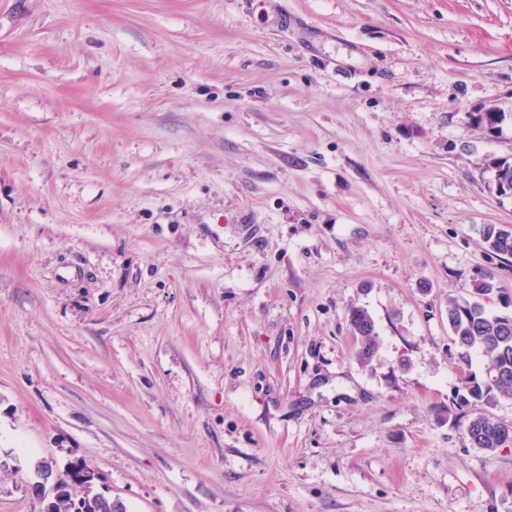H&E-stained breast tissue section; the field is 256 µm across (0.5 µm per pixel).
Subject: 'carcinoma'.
Returning a JSON list of instances; mask_svg holds the SVG:
<instances>
[{"mask_svg": "<svg viewBox=\"0 0 512 512\" xmlns=\"http://www.w3.org/2000/svg\"><path fill=\"white\" fill-rule=\"evenodd\" d=\"M486 168L502 177L503 183L512 182V159L490 158ZM479 233L487 250L512 257V231L496 224H484ZM504 305L505 310L490 312L479 301L448 298V331L458 349L460 372L455 401L462 408H471L466 422L467 436L474 447L489 455L512 438V426L496 420L491 413L500 399L512 397V300ZM349 324L357 343L355 358L367 366L378 351L374 320L368 311L353 308L349 312ZM475 355L485 361L480 375L471 370ZM78 500L85 506V512H117L112 499L95 492L92 485L69 482L52 501L50 509L41 512H72Z\"/></svg>", "mask_w": 512, "mask_h": 512, "instance_id": "1", "label": "carcinoma"}]
</instances>
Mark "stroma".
I'll return each instance as SVG.
<instances>
[{
	"instance_id": "35a3bbf8",
	"label": "stroma",
	"mask_w": 512,
	"mask_h": 512,
	"mask_svg": "<svg viewBox=\"0 0 512 512\" xmlns=\"http://www.w3.org/2000/svg\"><path fill=\"white\" fill-rule=\"evenodd\" d=\"M510 156L512 0H0V512L39 460L124 512H512L447 315L512 298ZM479 233L487 250L499 256L512 257V231L496 224H484ZM349 324L357 343L355 358L362 366H368L378 351L374 320L368 311L352 308L349 312Z\"/></svg>"
}]
</instances>
